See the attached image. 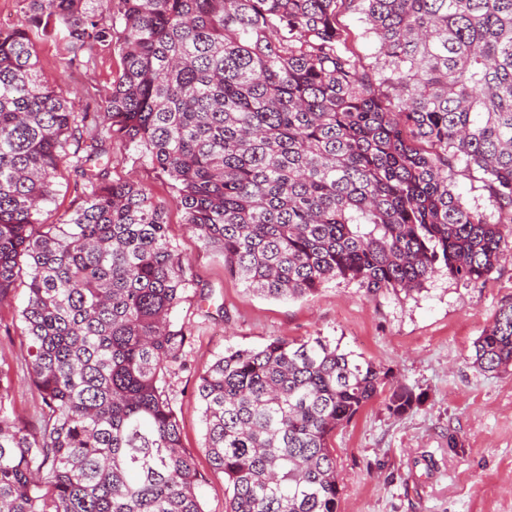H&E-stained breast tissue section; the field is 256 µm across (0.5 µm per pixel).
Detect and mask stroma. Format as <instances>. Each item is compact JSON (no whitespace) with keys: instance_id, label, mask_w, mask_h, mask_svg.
Returning <instances> with one entry per match:
<instances>
[{"instance_id":"stroma-1","label":"stroma","mask_w":512,"mask_h":512,"mask_svg":"<svg viewBox=\"0 0 512 512\" xmlns=\"http://www.w3.org/2000/svg\"><path fill=\"white\" fill-rule=\"evenodd\" d=\"M41 77L58 88L76 112L103 111L120 71L114 52L86 66L71 63L64 40L38 43ZM110 176L135 178L167 204L168 235L190 281L177 318L191 333L186 367L169 379L185 448L194 456L203 512H225L223 474L203 448L199 375L229 346L258 347L280 338L325 336L388 371L421 395L401 416L380 393L350 423L336 430L341 494L338 512H512V366L485 372L474 366L473 344L502 304L512 302V224L501 232L509 246L493 272L475 284L435 276L421 292L370 295L357 285L327 284L316 294L276 300L246 293L224 269L219 249L206 245L183 220L167 177L149 158L120 140L109 142ZM455 190L472 207L495 216L498 200L480 171L456 161ZM77 176L63 158L47 223L66 219L79 202ZM25 288L0 304V368L11 386L6 400L21 426L37 431L41 400L27 370V340L18 312Z\"/></svg>"}]
</instances>
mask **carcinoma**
I'll list each match as a JSON object with an SVG mask.
<instances>
[{
  "mask_svg": "<svg viewBox=\"0 0 512 512\" xmlns=\"http://www.w3.org/2000/svg\"><path fill=\"white\" fill-rule=\"evenodd\" d=\"M0 30V303L19 317L42 403L16 423L0 372V512H203L194 457L167 390L188 332L189 285L166 207L110 179L104 143L142 151L184 223L245 289L300 298L331 282L410 294L437 274L495 268L512 224V0H21ZM355 8L377 43L369 72L338 20ZM71 61L115 51L104 136L43 82L36 43ZM84 180L43 220L63 154ZM481 171L490 219L454 193ZM485 372L512 365V303L474 343ZM388 373L325 337L229 346L199 376L203 448L225 512H337L330 439ZM419 402L391 387L389 411Z\"/></svg>",
  "mask_w": 512,
  "mask_h": 512,
  "instance_id": "obj_1",
  "label": "carcinoma"
}]
</instances>
